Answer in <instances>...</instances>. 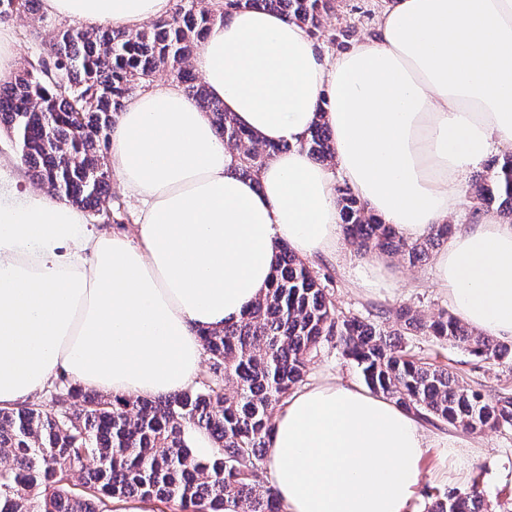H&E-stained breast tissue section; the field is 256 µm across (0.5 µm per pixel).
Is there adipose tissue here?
Wrapping results in <instances>:
<instances>
[{
    "instance_id": "adipose-tissue-1",
    "label": "adipose tissue",
    "mask_w": 512,
    "mask_h": 512,
    "mask_svg": "<svg viewBox=\"0 0 512 512\" xmlns=\"http://www.w3.org/2000/svg\"><path fill=\"white\" fill-rule=\"evenodd\" d=\"M174 0H43L87 29L135 30ZM237 123L289 148L255 177L174 81L150 83L111 131L108 164L137 203L133 235L22 189L0 169V408L59 376L116 397H158L199 373L200 333L266 288L278 245L338 254L342 181L403 238L457 218L472 172L512 143V0H386L372 37L321 57L282 14L240 8L192 60ZM324 119L333 163L302 143ZM454 315L512 342V224L461 227L435 258ZM430 442L394 402L337 379L278 407L267 481L286 512H407Z\"/></svg>"
}]
</instances>
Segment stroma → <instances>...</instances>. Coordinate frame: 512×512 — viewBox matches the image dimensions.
Instances as JSON below:
<instances>
[{"mask_svg": "<svg viewBox=\"0 0 512 512\" xmlns=\"http://www.w3.org/2000/svg\"><path fill=\"white\" fill-rule=\"evenodd\" d=\"M384 6V0H337L336 9L328 17L327 24L331 28L344 31L345 36L335 43L319 40L321 53H340L349 47L353 39L372 33ZM7 25L13 32L19 50L17 68L21 69L36 62L43 50L42 43L47 37V29L26 17L11 18ZM111 186V218L105 219L92 214L88 221L95 227L108 231H132L136 223L134 202L119 180H112ZM364 261L363 255L347 249L342 250L337 258L322 256L311 261L312 267L320 275L326 276V286L340 310L365 316L373 314L388 317L399 305L406 304L429 317L447 309V297L432 283V263L412 267L400 257L390 256L391 267L402 279L401 286L389 292L371 293L350 284L352 271ZM414 345L420 355H439L442 362L480 383L488 394L493 395L505 389L512 390V367L493 366L477 361L468 353L439 343L429 336L416 337ZM309 375L313 378L333 375L345 383L355 385L362 382L356 368L342 357L332 341L321 345L311 362ZM422 430L431 438L448 434L459 437L469 446L473 462L469 469L460 471L449 465L441 449H429L423 461L422 477L409 503L408 512H424L428 493H463L469 491L475 482L479 483L488 498H512V429L472 433L439 422L433 425L423 424Z\"/></svg>", "mask_w": 512, "mask_h": 512, "instance_id": "1", "label": "stroma"}]
</instances>
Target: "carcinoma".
<instances>
[{
    "mask_svg": "<svg viewBox=\"0 0 512 512\" xmlns=\"http://www.w3.org/2000/svg\"><path fill=\"white\" fill-rule=\"evenodd\" d=\"M41 0H0V17L45 21ZM335 0H238V7L277 11L313 36ZM224 19L202 0H176L167 18L126 31L53 33L37 64L0 83V132L15 140L33 177L60 200L100 212L112 207L107 164L110 129L127 100L166 71L208 112L224 145L238 154L236 172L254 176L288 145L265 144L241 128L196 83L189 60L208 30ZM84 131L78 132L76 128ZM303 148L333 160L330 130L311 129ZM468 198L512 222V154L478 176ZM336 199L346 240L356 252L398 253L416 265L438 248L449 225L435 224L408 242L369 213L345 185ZM409 336H431L481 361L512 366V345L485 336L442 311L426 319L409 306L392 323L345 314L316 272L279 246L264 296L221 330L201 333L208 373L155 399L84 394L62 376L52 405L0 409V512H112L114 499L175 503L179 512H285L264 481L272 416L305 381L325 341L336 340L367 388L425 423L473 433L512 428V394L490 396L446 364L416 354ZM425 512H512L492 503L474 478L465 494L432 498Z\"/></svg>",
    "mask_w": 512,
    "mask_h": 512,
    "instance_id": "carcinoma-1",
    "label": "carcinoma"
}]
</instances>
